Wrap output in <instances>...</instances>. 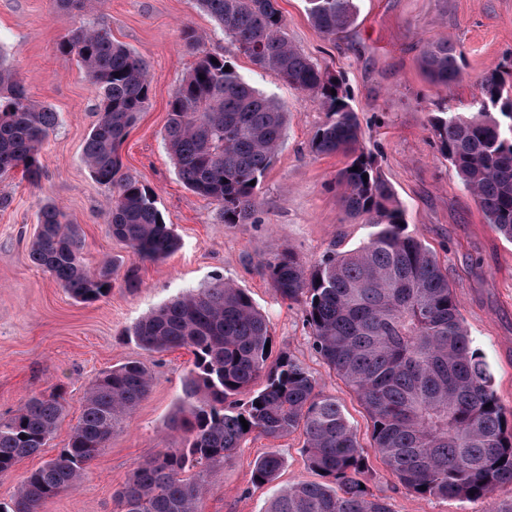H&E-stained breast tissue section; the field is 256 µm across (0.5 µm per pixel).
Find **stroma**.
<instances>
[{"label": "stroma", "instance_id": "35a3bbf8", "mask_svg": "<svg viewBox=\"0 0 512 512\" xmlns=\"http://www.w3.org/2000/svg\"><path fill=\"white\" fill-rule=\"evenodd\" d=\"M278 3L289 42L343 79L364 143L405 210L407 233L427 244L446 269L472 346L493 373L505 411L512 413V243L487 223L429 130L432 113L476 111L480 75L512 61V0H356V23L333 40L312 27L304 0ZM82 23L106 28L148 63L149 104L120 153L124 172L152 189L180 240L178 251L165 260L135 262L130 248L112 236L104 215L112 188L98 183L84 162L96 93L84 71L59 52ZM187 29L201 36L191 47L183 40ZM443 39L464 52L462 79L445 87L430 83L421 66L425 48ZM0 46L9 52L30 99L57 114V125L40 149L39 181L29 183L18 171L0 178V196L11 200L0 209V414L30 395L59 388L66 399V415L44 456L23 459L0 476V501L14 497L43 457L64 448L91 382L127 361L150 372L149 395L115 430L79 487L49 501L43 512H115L113 494L133 470L159 449L180 447L168 423L191 355L184 349L147 352L125 331L152 309L218 277L249 292L269 319L274 351L303 362L323 392L336 398L361 443H369L362 407L312 347L302 303L282 300L256 267L258 256L285 248L311 267L333 240L342 239L351 249L369 233L347 217L334 186L344 156L309 149L326 119L316 98L256 69L197 0H85L78 12L61 9L54 0H0ZM205 54L224 56L288 112L283 142L245 224L222 223L218 205L184 185L165 147L168 103ZM46 202L67 223L79 225L90 266L113 263L114 287L107 297L79 303L30 261L39 208ZM131 267L139 278L133 289L124 285ZM302 446L297 433L279 440L249 437L232 460L209 472L205 512H267L280 489L312 479ZM271 451L284 460L278 478L253 486L254 461ZM366 480L392 512H507L512 507L510 485L471 501L420 497L376 457Z\"/></svg>", "mask_w": 512, "mask_h": 512}]
</instances>
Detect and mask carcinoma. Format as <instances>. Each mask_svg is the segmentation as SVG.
Listing matches in <instances>:
<instances>
[{
    "mask_svg": "<svg viewBox=\"0 0 512 512\" xmlns=\"http://www.w3.org/2000/svg\"><path fill=\"white\" fill-rule=\"evenodd\" d=\"M236 49L259 70L319 101L326 120L310 150L341 154L335 185L346 213L372 227L368 239L344 250L335 240L306 269L284 249L257 266L282 299L304 305L312 346L356 397L371 426V447L409 491L424 498L470 500L512 485V423L482 356L472 348L459 301L436 254L405 232L402 206L362 144L356 111L341 78L291 45L278 0H197ZM324 38L352 27L355 0H305ZM76 61L97 93V119L85 142L92 177L112 187L107 224L137 261H160L179 238L153 192L123 172L120 147L149 102L146 62L103 28L81 25L59 47ZM462 49L443 39L427 47L423 69L433 84L462 76ZM497 65L479 80L475 112H438L429 126L486 221L512 241V91ZM336 94H331V91ZM56 113L32 102L0 47V177L20 169L30 182L41 171L40 148ZM287 112L243 79L222 56L198 58L169 103L164 140L186 187L215 201L226 224H246L282 144ZM358 170H353V167ZM31 261L77 301L112 292V264L90 269L79 228L56 206L39 209ZM141 349L191 352L179 406L169 422L183 447L163 448L138 466L116 492V512H203L204 476L231 460L250 435L278 440L297 431L318 481L284 488L267 512H392L365 485L369 456L336 398L285 352L271 358L270 325L246 290L222 278L192 288L126 330ZM263 385L253 389L256 380ZM151 375L138 361L102 373L84 396L67 444L32 471L0 512H43L76 489L112 433L148 395ZM62 393L32 395L0 415V476L40 455L64 413ZM248 422L243 428L240 419ZM283 459L255 460L251 484L276 479Z\"/></svg>",
    "mask_w": 512,
    "mask_h": 512,
    "instance_id": "carcinoma-1",
    "label": "carcinoma"
}]
</instances>
